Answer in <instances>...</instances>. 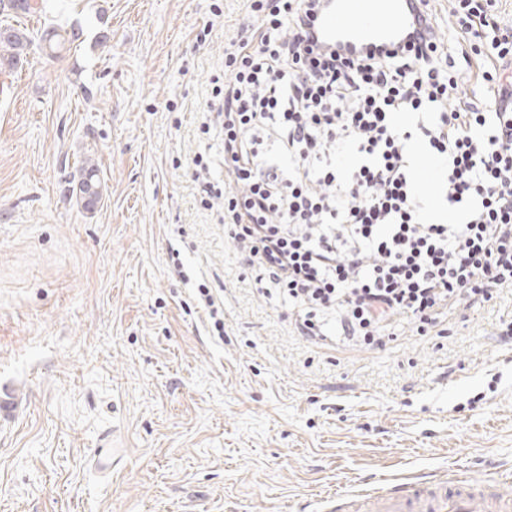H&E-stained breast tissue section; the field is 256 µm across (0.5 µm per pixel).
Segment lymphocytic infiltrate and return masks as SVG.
<instances>
[{"label": "lymphocytic infiltrate", "mask_w": 512, "mask_h": 512, "mask_svg": "<svg viewBox=\"0 0 512 512\" xmlns=\"http://www.w3.org/2000/svg\"><path fill=\"white\" fill-rule=\"evenodd\" d=\"M448 2L454 55L434 33L321 48L315 0H253L224 49V222L303 336L328 312L368 345L397 322L423 336L512 288V26L495 0ZM465 70L484 97L460 91ZM423 161L451 220L415 182Z\"/></svg>", "instance_id": "f902f5d3"}]
</instances>
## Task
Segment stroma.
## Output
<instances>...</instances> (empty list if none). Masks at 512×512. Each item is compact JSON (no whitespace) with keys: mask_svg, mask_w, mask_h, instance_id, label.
I'll list each match as a JSON object with an SVG mask.
<instances>
[{"mask_svg":"<svg viewBox=\"0 0 512 512\" xmlns=\"http://www.w3.org/2000/svg\"><path fill=\"white\" fill-rule=\"evenodd\" d=\"M249 20L247 0L0 12L82 30L0 91V512H326L376 476L512 470V290L425 336L308 339L202 205L195 154L224 183L211 81ZM88 158L91 214L71 197Z\"/></svg>","mask_w":512,"mask_h":512,"instance_id":"35a3bbf8","label":"stroma"}]
</instances>
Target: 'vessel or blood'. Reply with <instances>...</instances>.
I'll list each match as a JSON object with an SVG mask.
<instances>
[{
  "label": "vessel or blood",
  "mask_w": 512,
  "mask_h": 512,
  "mask_svg": "<svg viewBox=\"0 0 512 512\" xmlns=\"http://www.w3.org/2000/svg\"><path fill=\"white\" fill-rule=\"evenodd\" d=\"M415 0H321L313 30L326 48L355 51L404 39L417 24ZM499 475L389 479L365 490L337 493L334 512H512Z\"/></svg>",
  "instance_id": "vessel-or-blood-1"
}]
</instances>
